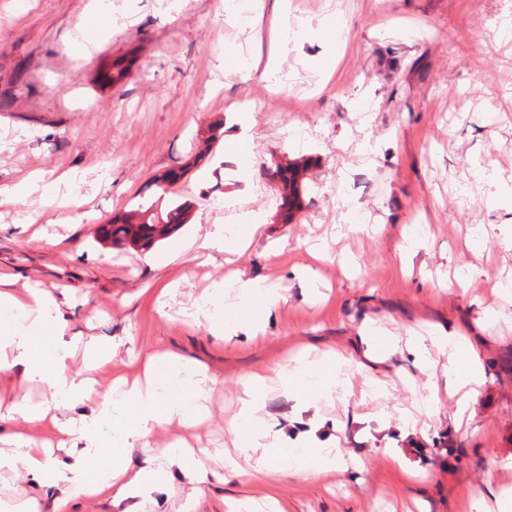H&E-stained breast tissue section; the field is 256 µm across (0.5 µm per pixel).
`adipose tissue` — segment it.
<instances>
[{
  "instance_id": "obj_1",
  "label": "adipose tissue",
  "mask_w": 512,
  "mask_h": 512,
  "mask_svg": "<svg viewBox=\"0 0 512 512\" xmlns=\"http://www.w3.org/2000/svg\"><path fill=\"white\" fill-rule=\"evenodd\" d=\"M312 35L325 45L319 60L322 70H332L335 64V43L339 39L336 18L322 17L315 28H292L281 22V37L301 38ZM242 307L223 306L224 284L212 283L195 303L191 315L198 323L208 325L217 336L232 337L246 331L253 339L264 338L267 320L280 301L277 288L262 279L241 282ZM0 307L14 312L10 321L0 322V369L22 365L26 378L46 384L55 398L63 404H76L88 399L95 391L92 381L70 376L66 372L70 356L65 339L66 320L55 298L36 293H22L11 286L8 276L0 274ZM448 350L450 361L444 374L449 389L466 388L475 396L484 381L473 345L464 334L452 332L434 338L432 343L414 338L406 344L390 340V353L409 351L419 365L430 362L431 347ZM162 356L146 359L145 382H128L117 377L112 392L106 396L95 414L81 421L79 427L60 424L61 433L78 431L85 446L73 461L56 465L36 442L14 437L12 449H0V475L23 472L25 480L37 487H61L55 512H72L75 503L83 499H104L110 504L127 503L126 512H158L152 492L167 473L168 463L197 483L214 478L200 454L172 444L159 452L152 465L136 468L130 463L129 449L147 447L148 436L163 425L175 422L185 427L195 425L202 417V401L206 381L198 371L186 364L174 363L168 372H161ZM281 387L297 404L305 405L335 396L347 380L329 353L317 357L301 355L277 372ZM265 372L252 373L241 400L235 424L242 439L241 454L254 460L250 470L240 469L228 462L226 469L233 476H247L258 489L267 487L269 472H286L305 479L316 478L335 470L340 453L337 448L308 446L301 459L289 460L279 439L278 419L265 413L263 395Z\"/></svg>"
}]
</instances>
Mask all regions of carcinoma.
Listing matches in <instances>:
<instances>
[{"instance_id": "cac0c4a2", "label": "carcinoma", "mask_w": 512, "mask_h": 512, "mask_svg": "<svg viewBox=\"0 0 512 512\" xmlns=\"http://www.w3.org/2000/svg\"><path fill=\"white\" fill-rule=\"evenodd\" d=\"M282 184L281 197L287 211L300 208L301 182L300 169L286 165L277 171ZM187 223V209L177 205L166 214L154 219H146L145 213H128L116 218L110 224L101 227L102 239L113 246H127L136 249H148L155 243L166 239L183 224Z\"/></svg>"}]
</instances>
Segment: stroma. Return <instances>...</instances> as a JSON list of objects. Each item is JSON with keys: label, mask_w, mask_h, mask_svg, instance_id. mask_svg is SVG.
<instances>
[{"label": "stroma", "mask_w": 512, "mask_h": 512, "mask_svg": "<svg viewBox=\"0 0 512 512\" xmlns=\"http://www.w3.org/2000/svg\"><path fill=\"white\" fill-rule=\"evenodd\" d=\"M277 0H111L112 24L83 57L69 40L92 0H0V188L30 172L58 193L0 203V272L16 287L74 299L67 335L111 340L115 359L97 372L135 374L168 352L214 379L209 414L196 428L172 425L129 454L132 466L178 436L208 449L223 470L237 396L254 371L276 370L298 346L333 349L356 386L345 399L296 406L269 392L265 409L284 441L313 431L360 459L323 479L279 478L278 512H461L480 492L512 490V23L505 0H288L290 22L344 18L336 69L312 67L319 42L275 47L267 32ZM237 49L247 61L275 57V76L224 72ZM127 69L112 82L113 61ZM251 111L250 179L224 155L223 139L198 158L216 120ZM308 161L301 207L278 209L277 168ZM182 176L172 193L154 179ZM182 204L187 224L154 248L104 244L101 225L131 210L157 215ZM242 211L265 216L240 254H203L223 228L245 235ZM419 231L416 253L402 234ZM270 278L282 299L264 339L231 340L187 317L214 281ZM405 336L464 330L485 381L457 425L456 399L426 405L447 353L420 371L414 356H389L360 341L366 329ZM13 432L70 459L71 436L52 420L14 415ZM439 455L406 451L408 438ZM418 472L406 480L389 454ZM253 493L244 477L199 485L173 471L155 493L159 512H221Z\"/></svg>", "instance_id": "1"}]
</instances>
